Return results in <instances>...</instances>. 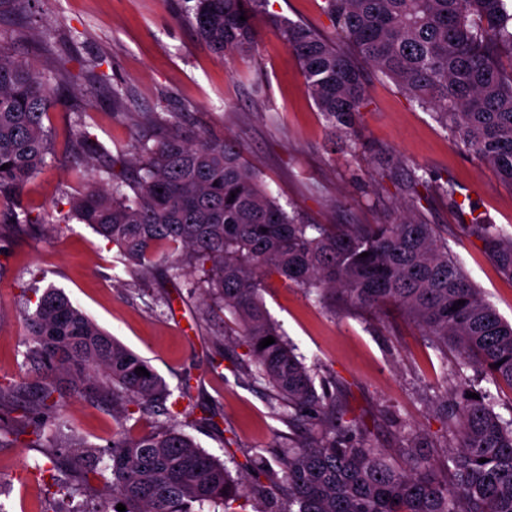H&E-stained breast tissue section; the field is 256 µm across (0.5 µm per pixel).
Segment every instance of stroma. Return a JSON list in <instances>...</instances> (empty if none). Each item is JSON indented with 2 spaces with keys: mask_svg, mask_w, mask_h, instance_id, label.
Listing matches in <instances>:
<instances>
[{
  "mask_svg": "<svg viewBox=\"0 0 512 512\" xmlns=\"http://www.w3.org/2000/svg\"><path fill=\"white\" fill-rule=\"evenodd\" d=\"M195 0H37L27 20L0 11V42L43 74L58 61L71 73L60 96L80 102V116L62 110L44 120L53 154L28 185L32 215L56 219L84 188L72 176L85 159L70 151L74 122H82L108 150L133 155L151 129L142 113L176 117L188 133L230 138L244 149L265 188L308 224H379L393 221L407 201L387 172L397 162L422 166L473 199L490 220L512 235V187L495 170L463 153L430 112L412 103L389 79L369 74L370 105L358 127L368 152L350 156L333 139L308 96L297 57L279 33L258 22L253 49L218 59L198 38L191 19ZM323 0H270V12L334 31ZM429 223L456 253L470 279L506 320H512V278L504 276L482 243L467 234L465 218L447 201L424 206ZM60 288L87 316L147 360L172 392L189 388L192 426L185 432L223 462L252 492L250 460L271 457L296 434L287 417L269 405L265 382L239 378L247 347L228 311L203 291L172 277L168 265L130 275L115 246L87 225L70 222L55 235L35 229L0 233V383L29 385L26 318L45 288ZM272 322L315 376L330 383L337 407L360 421L399 463L410 455L400 440L413 431L420 454L442 460L452 440L442 409L463 370L476 387L485 382L456 355L442 356L427 336L396 309L363 311L318 303L277 276L262 294ZM62 405L50 423L61 439L76 437L101 450L113 435L140 434L157 416L119 422L109 398L90 402L72 395L55 376ZM53 451L26 437L0 447V512H91L106 491L104 478L90 486L58 484Z\"/></svg>",
  "mask_w": 512,
  "mask_h": 512,
  "instance_id": "stroma-1",
  "label": "stroma"
}]
</instances>
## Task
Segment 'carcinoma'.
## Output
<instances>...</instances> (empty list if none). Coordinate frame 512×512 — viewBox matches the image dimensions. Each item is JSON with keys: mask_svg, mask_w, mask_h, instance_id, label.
<instances>
[{"mask_svg": "<svg viewBox=\"0 0 512 512\" xmlns=\"http://www.w3.org/2000/svg\"><path fill=\"white\" fill-rule=\"evenodd\" d=\"M268 0H196L195 28L220 58L249 52L260 19L271 22L297 56L307 93L347 152L363 148L357 120L370 104L363 71L394 81L430 110L454 144L493 167L512 186V5L509 0H325L333 40L304 24L271 16ZM246 20H240V16ZM68 76L64 62L45 77L0 44V223L16 231L45 224L23 204L27 184L46 166L52 136L47 114L62 104L51 82ZM152 141L127 161L76 129L74 154L87 158L101 182L69 200L55 226L75 219L116 246L127 271L145 273L164 261L175 276L211 295L239 322L249 347L245 374L268 382L273 410L309 425L276 458L259 456L257 484L288 497V509L266 512H512V417L495 411L491 390H476L457 375L447 407L456 445L437 466L414 457L402 467L376 446L355 420L336 415V395L317 391L308 367L263 305L264 276L276 275L323 303L361 309L395 305L440 352L453 348L462 364L480 368L491 385H512V324L467 276L456 255L420 209L404 208L391 224H301L261 184L232 139L187 135L176 121L150 118ZM401 185L454 201L443 184H429L422 168L407 167ZM468 233L482 241L503 274L512 277V236L470 206ZM367 252L369 256L360 257ZM464 304L453 309L458 301ZM26 363L36 373L28 399L0 386L3 415L18 414L31 445L57 444L45 416L59 401L50 379L69 377L74 393L93 402L105 389L112 409L128 419L163 407L155 431L112 439L101 453L86 451L83 483L110 464L108 492L92 512H246L238 483L182 429L181 391H172L151 365L114 339L60 291L46 289L27 319ZM271 336L275 343L260 348ZM138 367L149 375L139 376ZM475 393L473 399L468 394ZM486 462L481 463L479 459Z\"/></svg>", "mask_w": 512, "mask_h": 512, "instance_id": "carcinoma-1", "label": "carcinoma"}]
</instances>
